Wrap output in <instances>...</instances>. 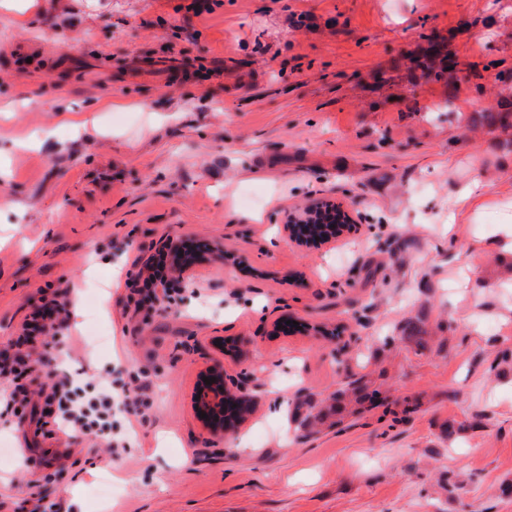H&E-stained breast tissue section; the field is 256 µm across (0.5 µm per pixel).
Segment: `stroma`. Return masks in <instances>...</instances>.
Listing matches in <instances>:
<instances>
[{"label":"stroma","instance_id":"stroma-1","mask_svg":"<svg viewBox=\"0 0 512 512\" xmlns=\"http://www.w3.org/2000/svg\"><path fill=\"white\" fill-rule=\"evenodd\" d=\"M193 2L0 0V354L97 280L108 350L70 320L54 365L151 403L114 460L0 423V512H512V128L481 119L512 112V0ZM321 201L355 231L291 241ZM181 240L180 295L111 290ZM217 363L264 385L224 434L194 407Z\"/></svg>","mask_w":512,"mask_h":512}]
</instances>
